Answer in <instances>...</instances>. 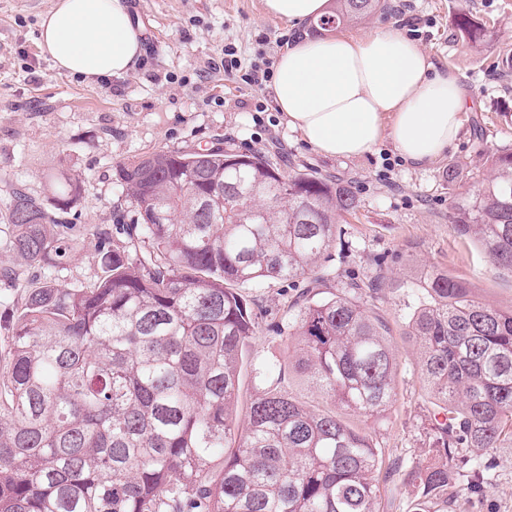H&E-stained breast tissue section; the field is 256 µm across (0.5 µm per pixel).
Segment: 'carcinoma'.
<instances>
[{
    "mask_svg": "<svg viewBox=\"0 0 512 512\" xmlns=\"http://www.w3.org/2000/svg\"><path fill=\"white\" fill-rule=\"evenodd\" d=\"M331 27L380 0H336ZM456 26L471 47L481 26ZM141 223L100 242L105 275L87 288H27L0 345V512H374L380 459L362 424L396 400L386 320L353 284L308 297L283 328L278 372L254 367L248 422L236 421L243 355L258 334L246 288L317 276L338 218L358 202L336 179L288 175L261 154L158 151L122 163ZM59 180L53 207H73ZM12 249L59 266L67 246L35 197L14 193ZM452 228L512 274V152L497 153ZM402 302L405 335L435 400L431 460L403 471L408 512L481 504L496 450L512 441V310L476 300L438 268L374 281ZM303 375L320 402L294 397Z\"/></svg>",
    "mask_w": 512,
    "mask_h": 512,
    "instance_id": "cac0c4a2",
    "label": "carcinoma"
}]
</instances>
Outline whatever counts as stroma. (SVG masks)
<instances>
[{
  "label": "stroma",
  "instance_id": "1",
  "mask_svg": "<svg viewBox=\"0 0 512 512\" xmlns=\"http://www.w3.org/2000/svg\"><path fill=\"white\" fill-rule=\"evenodd\" d=\"M126 3L144 30L141 62L124 77L91 81L56 71L38 47L39 17L53 0H0V325L21 287L43 276L10 248L7 205L13 192L44 200L52 176L63 172L78 180L74 206L55 215L70 244L56 281L81 288L104 274L100 235L125 244L128 226L139 221L118 165L159 150L212 147L262 154L285 172L339 178L358 200L321 262L324 280L248 289L262 318L244 357L238 421L246 420L245 404L255 393L253 366L285 358L278 327L294 313L303 289L324 298L341 293L352 279L399 277L412 256L464 280L481 302L512 308V275L452 228L455 206L477 190L490 157L512 148V77L503 78L500 69L503 55L512 54V0H409L404 17L395 10L398 0H382L371 16L337 26L340 34L406 31L437 66L457 75L469 99L461 132L425 168L404 162L387 139L359 157L323 155L288 127L269 84L253 89L225 75V49L234 48L247 68L276 61L294 34L287 23L264 14L262 0ZM461 10L485 27L482 48L469 47L456 27L454 15ZM411 19L417 22L413 31ZM259 103L264 111H256ZM374 309L391 325L400 360L396 401L371 426L390 473L376 512H404L408 490L400 469L425 461L432 406L416 375L417 350L402 334L399 299L381 293ZM486 499L491 512H512V447L499 449Z\"/></svg>",
  "mask_w": 512,
  "mask_h": 512
}]
</instances>
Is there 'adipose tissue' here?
I'll return each mask as SVG.
<instances>
[{
    "instance_id": "ef3b65f1",
    "label": "adipose tissue",
    "mask_w": 512,
    "mask_h": 512,
    "mask_svg": "<svg viewBox=\"0 0 512 512\" xmlns=\"http://www.w3.org/2000/svg\"><path fill=\"white\" fill-rule=\"evenodd\" d=\"M263 9L296 26L329 14L331 2L263 0ZM143 39L123 0H55L38 46L58 71L119 78L137 68ZM272 95L319 153L358 157L387 138L415 167L434 164L456 141L468 103L457 76L393 27L295 37L275 63Z\"/></svg>"
}]
</instances>
